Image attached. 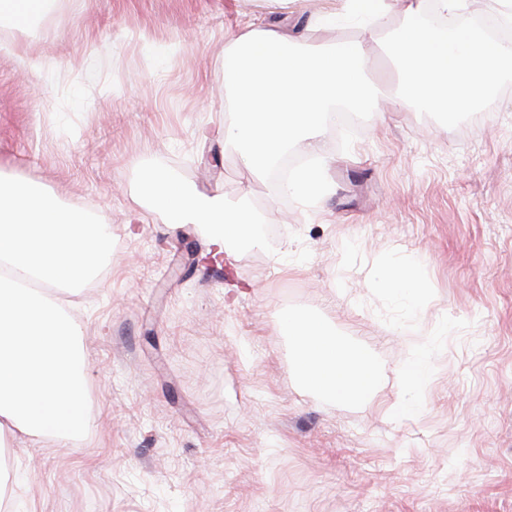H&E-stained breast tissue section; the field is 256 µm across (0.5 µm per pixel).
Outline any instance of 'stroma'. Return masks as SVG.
<instances>
[{"instance_id": "1", "label": "stroma", "mask_w": 512, "mask_h": 512, "mask_svg": "<svg viewBox=\"0 0 512 512\" xmlns=\"http://www.w3.org/2000/svg\"><path fill=\"white\" fill-rule=\"evenodd\" d=\"M335 2L61 0L0 53V177L97 214L115 242L72 298L88 431L6 445L18 512H512V75L466 117L325 129L314 198L224 144V36L247 22L364 40L369 80L395 85L357 23L311 28ZM156 169L229 202L249 189L259 245L228 244L220 274L194 264L209 231L147 205ZM383 263L419 270L418 303ZM290 311L371 352L370 402L299 379ZM421 341L430 383L403 389ZM400 396L413 415L391 411Z\"/></svg>"}]
</instances>
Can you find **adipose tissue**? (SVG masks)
Returning a JSON list of instances; mask_svg holds the SVG:
<instances>
[{
  "label": "adipose tissue",
  "mask_w": 512,
  "mask_h": 512,
  "mask_svg": "<svg viewBox=\"0 0 512 512\" xmlns=\"http://www.w3.org/2000/svg\"><path fill=\"white\" fill-rule=\"evenodd\" d=\"M402 23L385 42L399 80L383 89L365 76L363 43L309 46L283 29L245 24L224 41V86L232 93L234 119L224 129L255 177L266 178L273 157L305 143L315 164L298 169L284 185L288 194L307 197L321 185L320 141L325 117L336 105L362 111L461 114L484 102L504 66L512 64V44L487 43L466 30L425 24L426 8L445 16L468 7V0H402ZM151 207L171 224H203L215 245L251 242L259 219L247 198L229 206L216 197L186 190L164 170L147 179ZM294 340V366L318 393L365 400L379 382V368L364 348L343 344L329 323L318 318L286 319Z\"/></svg>",
  "instance_id": "1"
}]
</instances>
